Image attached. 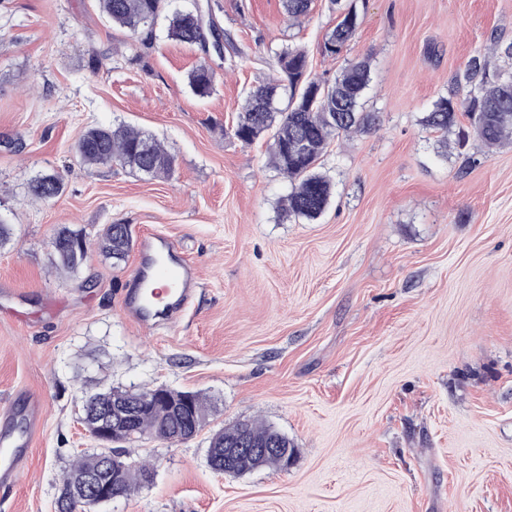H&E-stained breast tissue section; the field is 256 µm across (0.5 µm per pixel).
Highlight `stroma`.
Returning <instances> with one entry per match:
<instances>
[{
	"instance_id": "35a3bbf8",
	"label": "stroma",
	"mask_w": 512,
	"mask_h": 512,
	"mask_svg": "<svg viewBox=\"0 0 512 512\" xmlns=\"http://www.w3.org/2000/svg\"><path fill=\"white\" fill-rule=\"evenodd\" d=\"M199 2L239 48L233 64L162 34L132 61L98 0H0V215L14 229L0 247V409L40 402L0 512H54L75 456L99 449L81 398L108 385L198 391L208 409L187 441L130 445L153 482L94 512H512V145L471 140L479 162L466 170L435 156L420 123L491 36L512 41V0H359L334 59L321 44L335 0L296 22L281 0ZM288 43L325 79L369 60L366 108L380 118L331 142V202L303 223L277 218L288 182L266 142L226 133ZM203 60L215 75L204 99L187 80ZM115 122L163 142L173 175L87 170L73 144ZM51 173L60 196H27ZM110 224L165 236L195 267L176 328L125 314L135 253L92 250L75 277L52 269L59 227L94 240ZM243 421L288 436V469L208 466L212 434Z\"/></svg>"
}]
</instances>
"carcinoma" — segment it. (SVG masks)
Here are the masks:
<instances>
[{"label":"carcinoma","mask_w":512,"mask_h":512,"mask_svg":"<svg viewBox=\"0 0 512 512\" xmlns=\"http://www.w3.org/2000/svg\"><path fill=\"white\" fill-rule=\"evenodd\" d=\"M102 13L132 36V60H139L144 51L153 48L154 25L170 0H98ZM311 0H282L284 12L290 18L307 16ZM360 21L357 0H350L341 13V20L326 39L328 57L339 55L355 35L358 26L346 25L348 17ZM218 30L212 15L198 5L192 10H175L169 16L167 38L200 49L207 55L218 50L214 35ZM495 41L488 51L469 58L457 85L465 91L438 97L421 118V125L440 133L437 154L448 156V133L455 132L458 154L463 156V167L477 163V158L467 153L470 136L487 145H497L512 137V75L503 79L491 69L489 55L497 52ZM279 77L251 86L244 93V106L232 127L233 136L244 143L261 137L271 140L269 153L275 168L288 177L291 191L281 200L279 220L313 221L319 218L330 202L332 182L320 170L321 158L334 137L350 132L369 133L376 130L378 116L363 110V97L371 77L369 62L358 61L344 68L333 82L310 75L306 51L285 45L275 51ZM188 84L194 95L206 98L211 95L214 77L211 68L200 63L188 75ZM463 111L469 127H457V111ZM75 152L89 169L110 168L114 165L151 179L168 177L175 169V157L153 135L126 124L98 125L88 129L75 144ZM64 179L59 174L39 175L31 180L28 194L37 199H51L62 194ZM58 244L51 249V264L68 274L77 273L87 260L84 246L90 241L81 228L67 225L56 232ZM132 246V237L125 224H110L102 232L98 247L102 253L121 261ZM153 389L137 391L120 387L102 388L88 393L83 400L85 422L91 430L99 424L98 415L112 405V399L121 398L134 402L148 396ZM190 407L184 416L162 410L136 414L127 426L119 429L122 443L137 442L148 435L167 443H178L184 433L202 429L206 412L200 395L189 392ZM295 454L294 444L288 436L270 426L259 427L250 422H239L212 435L208 453L209 465L224 471V448H237L239 452L229 470L241 475L263 468H285L282 456L270 454L260 459L247 452L249 448H263L269 442ZM101 453L81 454L66 471L62 486L71 483L75 475L86 473L100 461ZM150 464H134L124 472L120 486L132 494L141 484Z\"/></svg>","instance_id":"carcinoma-1"}]
</instances>
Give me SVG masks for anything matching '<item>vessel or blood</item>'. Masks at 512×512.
Here are the masks:
<instances>
[{
  "label": "vessel or blood",
  "mask_w": 512,
  "mask_h": 512,
  "mask_svg": "<svg viewBox=\"0 0 512 512\" xmlns=\"http://www.w3.org/2000/svg\"><path fill=\"white\" fill-rule=\"evenodd\" d=\"M138 253L122 296L125 313L140 324L175 326L195 293L193 266L169 239L156 234L141 237ZM23 460V440L0 438V487L16 480Z\"/></svg>",
  "instance_id": "obj_1"
}]
</instances>
